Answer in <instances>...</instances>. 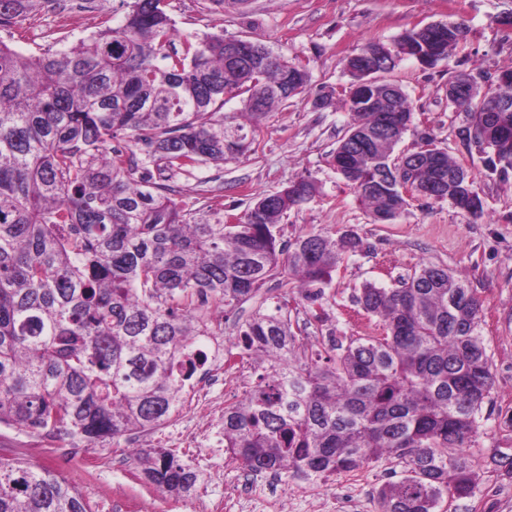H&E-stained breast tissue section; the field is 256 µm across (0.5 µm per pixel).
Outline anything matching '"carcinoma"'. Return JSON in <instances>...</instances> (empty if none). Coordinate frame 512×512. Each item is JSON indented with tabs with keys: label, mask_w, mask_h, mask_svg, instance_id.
<instances>
[{
	"label": "carcinoma",
	"mask_w": 512,
	"mask_h": 512,
	"mask_svg": "<svg viewBox=\"0 0 512 512\" xmlns=\"http://www.w3.org/2000/svg\"><path fill=\"white\" fill-rule=\"evenodd\" d=\"M58 0H0L10 29ZM103 24L63 51L26 56L0 40V424L86 442L154 430L186 402L179 362L207 335L182 303L205 296L232 309L287 273L314 301L362 246L345 232L281 242L288 210L311 199V179L276 201L257 196L237 224L218 208L188 210L154 173H187L250 148L247 127L285 107L308 71L254 43L240 63L222 33L181 48L165 0H120ZM413 28L395 59H416ZM244 111L224 113L226 97ZM512 88L488 85L465 108L471 124ZM352 115L335 153L374 130L376 113L345 96ZM361 168L346 180L373 222L407 200ZM356 303L377 336L332 340L329 365L293 359L288 307L257 312L237 355L270 373L224 407V447L253 474L304 480L362 469L385 456L405 474L376 492L377 512H436L443 496L472 495L483 404L494 384L478 330L481 304L447 269L424 265L394 288L366 283ZM144 479L171 496L198 474L167 448H138ZM0 512H91L56 474L0 457Z\"/></svg>",
	"instance_id": "1"
}]
</instances>
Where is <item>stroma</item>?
I'll return each instance as SVG.
<instances>
[{"mask_svg":"<svg viewBox=\"0 0 512 512\" xmlns=\"http://www.w3.org/2000/svg\"><path fill=\"white\" fill-rule=\"evenodd\" d=\"M95 3V10L70 29H56L50 12L42 10L20 26L0 30V39L28 56L64 49L94 32L100 20L120 6V0ZM167 11L179 37L221 31L228 37L259 41L311 73L308 88L261 123L246 156L201 166L191 177L171 175L177 200L189 210L210 205L223 209L225 223L234 224L257 194L282 190L308 175L315 179L318 192L288 211L283 241L309 231H348L364 243L361 251L345 257L317 301L305 300L280 278L234 309L224 312L208 306L210 316L224 319L225 347L236 346L240 325L257 311L284 303L292 329L300 336L298 355L308 360L326 347L328 337L345 342L376 334L375 320L354 301L363 284L392 288L424 264L448 269L463 278L482 303L479 332L495 383L480 420L478 487L467 498L444 497L437 512H512V469L490 462L495 448H512V170H487L485 153L466 138L469 115L448 105L452 73L494 77L512 68V26L502 22L512 14V0H250L246 8L221 12L214 11L210 0H167ZM448 18L462 20L468 34L449 51L447 61L424 69L404 59L390 74L413 108L412 125L398 149L411 152L424 136L434 138L475 176L484 214L476 219L448 201L419 198L392 223H374L331 164V154L350 122L342 105L346 60L367 42L389 43L413 27ZM327 94L333 95L334 106L316 108V100ZM59 441L75 456L74 464L61 466L57 453L38 447L32 433L4 426L0 456H21L65 478L92 512H101L102 503L115 507L131 499L143 500L142 512H195L198 499L239 490L245 472L229 453L213 456L204 448L177 449L181 463L198 471L201 480L190 495L174 497L146 483L129 455L132 442L141 448L156 447V432L134 431L93 445L65 434ZM403 474L398 459H384L354 474L320 480L317 498L308 496L306 481L291 476L280 485L281 512H323L324 500L352 494L358 501L355 512H376L377 489Z\"/></svg>","mask_w":512,"mask_h":512,"instance_id":"stroma-1","label":"stroma"}]
</instances>
